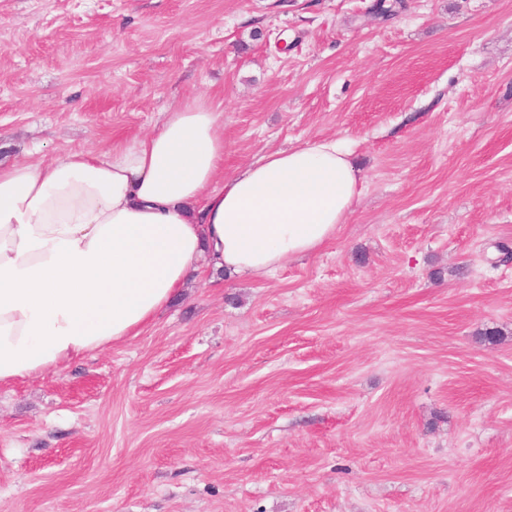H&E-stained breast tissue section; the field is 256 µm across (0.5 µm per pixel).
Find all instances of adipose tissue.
<instances>
[{"instance_id":"ef3b65f1","label":"adipose tissue","mask_w":512,"mask_h":512,"mask_svg":"<svg viewBox=\"0 0 512 512\" xmlns=\"http://www.w3.org/2000/svg\"><path fill=\"white\" fill-rule=\"evenodd\" d=\"M364 177L343 140L224 172V109L172 104L108 150L0 164V386L138 335L197 273L270 274L345 223Z\"/></svg>"}]
</instances>
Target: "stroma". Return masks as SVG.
<instances>
[{"instance_id":"obj_1","label":"stroma","mask_w":512,"mask_h":512,"mask_svg":"<svg viewBox=\"0 0 512 512\" xmlns=\"http://www.w3.org/2000/svg\"><path fill=\"white\" fill-rule=\"evenodd\" d=\"M0 0V162L224 107L365 178L269 275L0 387V512H512V0ZM497 332L488 340V332Z\"/></svg>"}]
</instances>
